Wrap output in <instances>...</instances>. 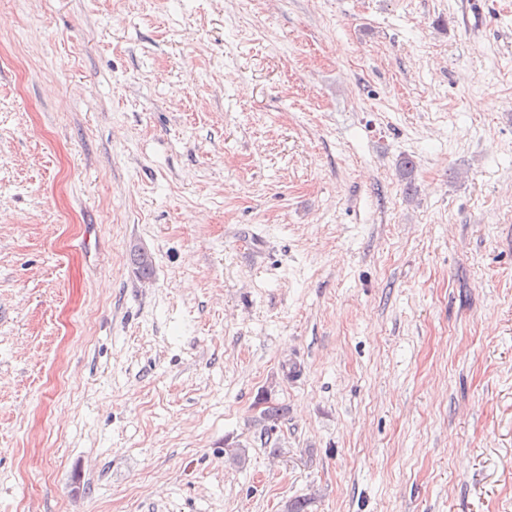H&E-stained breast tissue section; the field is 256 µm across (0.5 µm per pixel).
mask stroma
<instances>
[{
    "instance_id": "obj_1",
    "label": "stroma",
    "mask_w": 512,
    "mask_h": 512,
    "mask_svg": "<svg viewBox=\"0 0 512 512\" xmlns=\"http://www.w3.org/2000/svg\"><path fill=\"white\" fill-rule=\"evenodd\" d=\"M305 495L512 512V0H0V512Z\"/></svg>"
}]
</instances>
